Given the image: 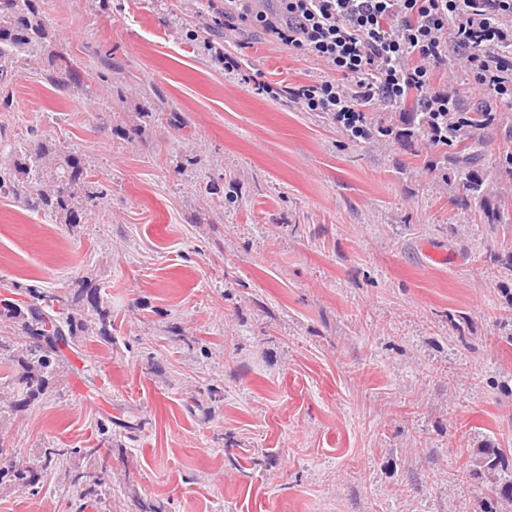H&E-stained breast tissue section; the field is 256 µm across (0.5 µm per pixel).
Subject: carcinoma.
<instances>
[{
  "label": "carcinoma",
  "mask_w": 512,
  "mask_h": 512,
  "mask_svg": "<svg viewBox=\"0 0 512 512\" xmlns=\"http://www.w3.org/2000/svg\"><path fill=\"white\" fill-rule=\"evenodd\" d=\"M51 41V32L42 0H11L8 11L0 10V77L4 68L15 66L38 55ZM45 78L58 88L81 89L84 81L78 72V60L67 50L49 52ZM408 112L383 113L376 119L366 113L365 128L347 135L354 142L364 137L381 138L398 134L399 140L420 142L428 147L426 170L446 183L455 185L457 205L476 210L486 224H512V210L506 206L490 209L486 192L497 180H512V113L489 112L477 107L469 112H421L419 99L410 95L403 102ZM497 146L492 170L482 164L486 149ZM56 145L39 141L0 164V193L23 199L34 210L61 215L67 224H79L89 207L97 205L101 193L88 181V172L73 155L57 162ZM57 173L50 185L41 187L48 165ZM63 182L68 192L59 193L55 184ZM30 300L22 303L3 301V315L21 323L30 341H0V361L17 363L20 371L11 380L14 410L28 406L43 395L57 373L63 350L78 351L90 335H112V310L90 288L72 293L28 288ZM99 456L110 448H42L38 463L30 465L13 459V449L0 440V484L7 482L31 495L40 492L48 473L74 454ZM506 450L479 448L467 454L460 466L462 476L482 474L490 484L489 507L499 512L512 506V469L503 463ZM69 487L82 503L107 498L110 485L103 473L95 470H67Z\"/></svg>",
  "instance_id": "obj_1"
}]
</instances>
